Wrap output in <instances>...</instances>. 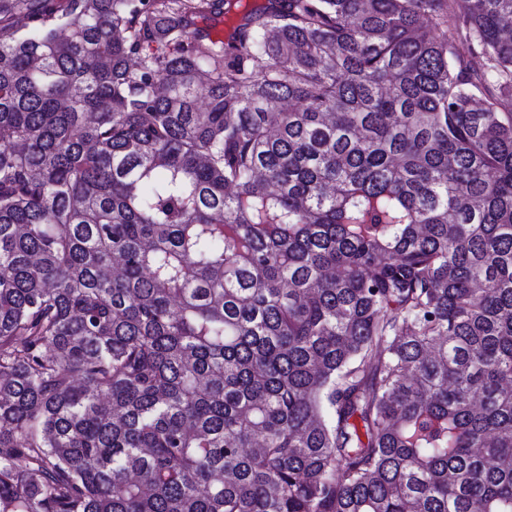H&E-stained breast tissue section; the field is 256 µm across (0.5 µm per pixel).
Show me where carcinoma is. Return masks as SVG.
<instances>
[{
  "mask_svg": "<svg viewBox=\"0 0 512 512\" xmlns=\"http://www.w3.org/2000/svg\"><path fill=\"white\" fill-rule=\"evenodd\" d=\"M223 5L0 0V512H512V0ZM231 1L232 6L230 11L222 16L207 14L203 18L197 19L198 26H209L210 28H223L224 40H226L234 31L236 25L240 23L241 17L247 8L254 7L258 4L264 3V0H225ZM239 1V2H238ZM247 3H253L245 7ZM241 4V5H240Z\"/></svg>",
  "mask_w": 512,
  "mask_h": 512,
  "instance_id": "cac0c4a2",
  "label": "carcinoma"
}]
</instances>
